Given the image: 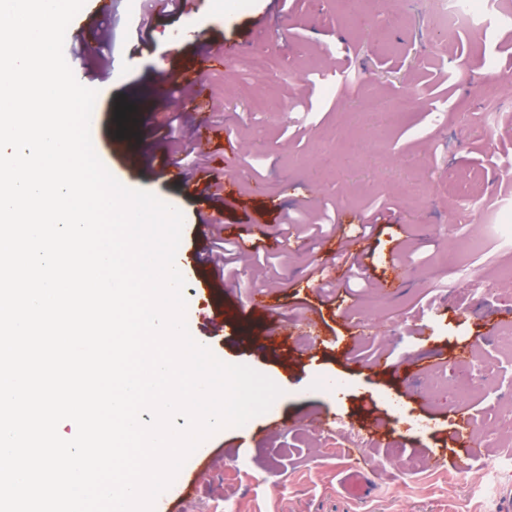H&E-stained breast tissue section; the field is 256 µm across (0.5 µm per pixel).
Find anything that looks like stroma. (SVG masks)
Masks as SVG:
<instances>
[{"instance_id": "stroma-1", "label": "stroma", "mask_w": 512, "mask_h": 512, "mask_svg": "<svg viewBox=\"0 0 512 512\" xmlns=\"http://www.w3.org/2000/svg\"><path fill=\"white\" fill-rule=\"evenodd\" d=\"M112 0L102 51L68 36L64 55L95 89L93 149L121 183L184 216L183 266L190 334L222 361L245 364L282 391L247 432L206 439L159 497L160 512H496L512 489V445L500 462L466 469L449 440L456 410L478 428L502 427L512 405V353L489 324L512 323V0H473L481 29L451 23L448 0ZM226 47L202 57L198 44ZM194 78L197 112L185 115L194 148H171L163 122L180 115L172 72ZM125 117H117V110ZM152 143L163 162L193 166L194 192L132 167L126 152ZM219 211L208 238L202 213ZM374 228L362 244L372 285L356 288L325 255V240ZM267 254L227 278L223 301L246 306L266 280L271 310L247 334L213 317L193 262L216 242ZM400 285L387 290L392 250ZM368 333L343 352L350 317ZM319 320L322 337L304 319ZM279 334L267 339V327ZM474 349L487 372L477 392L457 386L455 359ZM438 359L437 397L408 362ZM343 391L326 389L328 376ZM368 436L367 497L341 487L349 443L324 414ZM447 457L443 469L432 465Z\"/></svg>"}]
</instances>
